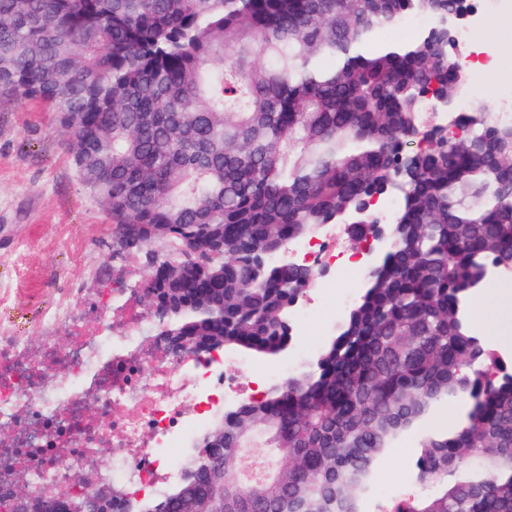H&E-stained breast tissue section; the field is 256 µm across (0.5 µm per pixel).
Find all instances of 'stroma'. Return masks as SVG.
Instances as JSON below:
<instances>
[{
	"label": "stroma",
	"instance_id": "stroma-1",
	"mask_svg": "<svg viewBox=\"0 0 512 512\" xmlns=\"http://www.w3.org/2000/svg\"><path fill=\"white\" fill-rule=\"evenodd\" d=\"M478 92L474 106H497L512 94V59L493 71L471 69ZM112 219L102 202L80 181L68 137L42 103L0 99V286L33 289L27 304L10 313L19 327L37 330L41 291L79 281L90 295L109 291L115 278L146 279L136 255H116L106 228ZM416 437L407 435L379 463L386 481L407 474L401 499L422 495L414 481Z\"/></svg>",
	"mask_w": 512,
	"mask_h": 512
}]
</instances>
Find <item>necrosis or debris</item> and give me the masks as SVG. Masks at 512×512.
Returning <instances> with one entry per match:
<instances>
[{
    "label": "necrosis or debris",
    "instance_id": "4bbe7bcc",
    "mask_svg": "<svg viewBox=\"0 0 512 512\" xmlns=\"http://www.w3.org/2000/svg\"><path fill=\"white\" fill-rule=\"evenodd\" d=\"M341 234L340 225H325L321 237L293 242L280 260L327 265L348 280L366 258L342 246ZM47 294L41 335L0 322V431L15 436L0 445V496L20 469L30 497L79 494L68 472L91 455L95 484L139 495L180 483L175 455L244 401L255 379L273 383L293 372L313 353L304 340L309 322H338L359 291L321 289L295 313L288 358L266 365L222 349L168 351L162 320L141 309L137 283L92 296L73 281Z\"/></svg>",
    "mask_w": 512,
    "mask_h": 512
}]
</instances>
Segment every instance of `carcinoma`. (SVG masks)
I'll use <instances>...</instances> for the list:
<instances>
[{
	"label": "carcinoma",
	"instance_id": "obj_1",
	"mask_svg": "<svg viewBox=\"0 0 512 512\" xmlns=\"http://www.w3.org/2000/svg\"><path fill=\"white\" fill-rule=\"evenodd\" d=\"M467 0H0V98L59 116L112 226L179 262L150 269L166 330L276 360L307 266L276 263L326 224L361 239L397 193L391 245L308 366L224 412V447L151 501L158 512H363L377 465L419 432L430 490L393 512H512V370L468 323L488 267L512 280V127L477 107L459 138L425 104L466 86L444 36ZM408 14L431 26L395 46ZM410 174H399L414 139ZM451 428L428 421L449 403ZM257 427L269 478L237 448Z\"/></svg>",
	"mask_w": 512,
	"mask_h": 512
}]
</instances>
